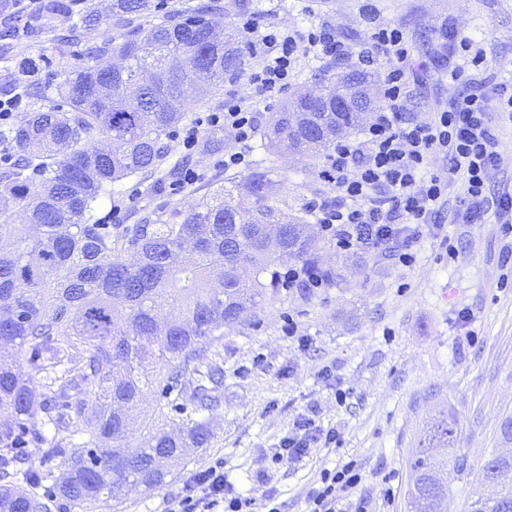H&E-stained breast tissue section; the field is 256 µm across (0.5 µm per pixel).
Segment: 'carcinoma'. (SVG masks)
<instances>
[{
  "mask_svg": "<svg viewBox=\"0 0 512 512\" xmlns=\"http://www.w3.org/2000/svg\"><path fill=\"white\" fill-rule=\"evenodd\" d=\"M155 0H113L112 17L124 32L109 51L125 59L113 70L93 54L56 85L61 106L34 112L0 130V144L18 157L0 176V474L22 473L31 484L51 469L23 468L15 448L47 449L61 459L59 491L84 512H107L112 502L162 486L169 471L151 461L179 458L208 441L204 422L190 419L175 433L158 417L142 424L143 440L125 451L130 413L145 387L158 382L167 403L182 396L180 371L263 300L278 262L315 264L320 240L304 233L306 219H285L273 181L254 172L225 187L172 222L139 224L133 236L112 235L93 219L112 197V185L153 172L166 153L161 136L185 118L190 105L226 79L244 74L246 48L232 25L211 36L220 0H199L191 14L144 29L134 17L151 15ZM102 19L73 16L72 27L92 30ZM296 94L270 114L261 138L266 148L326 154L336 126L358 129L368 116L350 112H297ZM104 146L88 150L84 144ZM40 176L32 189L27 171ZM27 223L10 222L15 210ZM254 275L243 277L241 268ZM175 311L164 328L156 312ZM158 345L154 379L145 364ZM9 345L24 355L38 381L3 362ZM457 423L434 420L409 461L414 475L407 512H447ZM485 465L498 471L489 493L467 512H512V456L497 452ZM29 493L0 490V512H45Z\"/></svg>",
  "mask_w": 512,
  "mask_h": 512,
  "instance_id": "obj_1",
  "label": "carcinoma"
}]
</instances>
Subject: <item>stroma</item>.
I'll return each mask as SVG.
<instances>
[{
  "mask_svg": "<svg viewBox=\"0 0 512 512\" xmlns=\"http://www.w3.org/2000/svg\"><path fill=\"white\" fill-rule=\"evenodd\" d=\"M223 3L220 24L259 31L274 25L293 32L326 24L357 47L368 40L362 17L372 9L380 23L399 26L411 47L407 115L414 120L446 109L458 90L448 75L447 56L437 51L449 31L481 40L493 72L502 80L512 77V0H254L255 11L247 16L239 15L234 0ZM85 6L103 17L102 27L73 34L70 16L57 13L46 17L38 33L9 39L1 33L13 19L0 12V92L15 86L20 60L40 62L25 91L26 112L53 107L54 85L89 49L97 50L102 64L112 63L107 46L121 32L112 0H86ZM350 69L330 58H302L287 90L271 99L260 96L248 78L229 80L190 106L186 120L222 111L233 96L254 105L264 122L296 93L318 89L323 80ZM199 138L190 151L175 135L165 139L168 161L199 171L196 183L175 195L164 171L128 178L103 202L97 222L129 232L138 224L167 221L226 179H242L258 166L280 184L289 216L305 215L308 202L336 195L321 176L325 157L270 152L256 140L247 164L227 170L225 154L238 149L232 132L206 125ZM443 232L452 237L456 258L430 238L408 266L373 252L340 250L323 236L318 265L334 274L325 287L267 293L241 320L225 325L222 339L184 372L187 389L207 384L211 406L200 411L185 400L183 409H166L167 421L205 420L208 443L170 462L165 485L128 496L112 512H164L195 473L218 459L228 492L253 494L255 512H267L269 498L280 512H307V496L321 470L351 460L362 475L357 493L371 512H404L409 459L443 413L457 421L461 459L448 476V512H465L483 487L485 460L503 445L501 425L512 416V276L504 273V240L494 216L482 224H448ZM462 310L472 316L470 329L456 321ZM340 389L346 402L336 399ZM310 412L321 428L340 432V447L317 443L302 460L271 466L283 437Z\"/></svg>",
  "mask_w": 512,
  "mask_h": 512,
  "instance_id": "35a3bbf8",
  "label": "stroma"
}]
</instances>
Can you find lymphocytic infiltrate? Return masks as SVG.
Returning a JSON list of instances; mask_svg holds the SVG:
<instances>
[{
  "label": "lymphocytic infiltrate",
  "mask_w": 512,
  "mask_h": 512,
  "mask_svg": "<svg viewBox=\"0 0 512 512\" xmlns=\"http://www.w3.org/2000/svg\"><path fill=\"white\" fill-rule=\"evenodd\" d=\"M369 42L352 49L327 25L304 33L267 27L261 44L268 54L249 75V81L264 96H274L288 85V76L297 59H357L368 65L376 57L389 64L385 73L387 104L377 112L359 139L338 142L321 172L336 189L335 201L313 200L309 212L317 224L343 250L362 249L386 253L399 263L410 264L425 231L436 229L440 214L437 202L453 186H460L451 218L455 224H480L495 214L501 235L507 239L504 263L512 266V193L495 199L485 194L486 184L501 162L496 131L512 124V81L491 84L484 74L486 52L468 35H454L456 58L448 73L463 80L465 89L451 98L447 110L422 121L407 117L409 91L407 70L411 48L403 31L395 25L378 24L373 14H365ZM254 109L236 98L224 101V109L198 118L180 133L184 149H193L203 125L233 129L239 151L225 155V168L244 163L243 146L256 131ZM448 161V175L441 178L428 171L433 155ZM340 444L336 429H321L312 415H303L285 436L271 458L272 464L297 461L307 456L312 444ZM361 482L356 462L350 461L320 473L319 486L308 494L309 512H368L365 501L355 499ZM223 461L201 470L192 485L175 497L168 512H211L223 504L224 512H253L252 495H227Z\"/></svg>",
  "instance_id": "lymphocytic-infiltrate-1"
}]
</instances>
